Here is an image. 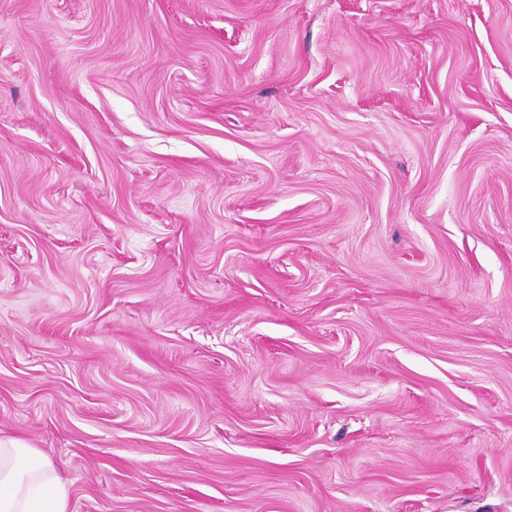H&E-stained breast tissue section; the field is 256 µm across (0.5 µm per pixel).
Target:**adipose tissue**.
<instances>
[{"label": "adipose tissue", "mask_w": 512, "mask_h": 512, "mask_svg": "<svg viewBox=\"0 0 512 512\" xmlns=\"http://www.w3.org/2000/svg\"><path fill=\"white\" fill-rule=\"evenodd\" d=\"M0 512H72L54 465L25 441L0 436Z\"/></svg>", "instance_id": "adipose-tissue-1"}]
</instances>
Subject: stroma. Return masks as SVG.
Returning <instances> with one entry per match:
<instances>
[{
	"instance_id": "1",
	"label": "stroma",
	"mask_w": 512,
	"mask_h": 512,
	"mask_svg": "<svg viewBox=\"0 0 512 512\" xmlns=\"http://www.w3.org/2000/svg\"><path fill=\"white\" fill-rule=\"evenodd\" d=\"M0 434L73 512H512V0H0Z\"/></svg>"
}]
</instances>
